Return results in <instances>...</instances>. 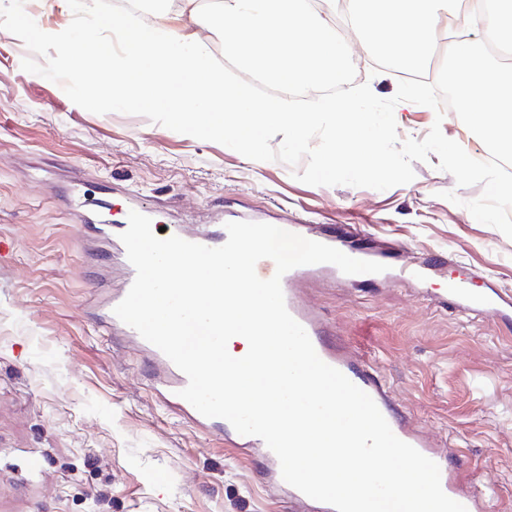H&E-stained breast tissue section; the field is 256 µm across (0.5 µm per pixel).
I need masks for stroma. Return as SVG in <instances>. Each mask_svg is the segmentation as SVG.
Here are the masks:
<instances>
[{"label": "stroma", "instance_id": "35a3bbf8", "mask_svg": "<svg viewBox=\"0 0 512 512\" xmlns=\"http://www.w3.org/2000/svg\"><path fill=\"white\" fill-rule=\"evenodd\" d=\"M42 23L69 27L75 50L93 27L58 0H28ZM25 44L0 23V505L6 512H289L264 483L257 451L225 447L149 387L150 362L98 325L86 299L108 265L90 245L104 218L76 225L79 191L120 212L129 194L169 224L235 214L356 225L382 249L434 254L445 267L425 293L404 284L303 282L302 298L337 343L384 377L412 425L451 458L460 486L512 512V322L438 306L449 278L512 296V239L466 209L482 185L457 186L430 155L412 182L385 191L311 186L260 162L138 115L94 114L60 84L25 72ZM357 82L392 97L400 76L376 55L353 57ZM400 138L433 123L472 158L485 145L452 112L396 106ZM455 192L458 203L443 199Z\"/></svg>", "mask_w": 512, "mask_h": 512}]
</instances>
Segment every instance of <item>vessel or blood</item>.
Instances as JSON below:
<instances>
[{
  "label": "vessel or blood",
  "mask_w": 512,
  "mask_h": 512,
  "mask_svg": "<svg viewBox=\"0 0 512 512\" xmlns=\"http://www.w3.org/2000/svg\"><path fill=\"white\" fill-rule=\"evenodd\" d=\"M286 229L304 238L333 246L351 257L385 264V272L379 275L380 280L383 281H422L441 263L440 258L436 257L421 261L414 267L394 266L390 256L357 239V228L351 224L340 227L333 233L316 232L300 222L287 224ZM165 234L169 237L176 235L187 241L208 247L221 246L228 238L226 229L222 227L212 234L191 233L181 226L170 224L167 225ZM314 277H327L341 281L344 280L345 275L331 264L300 266L288 271L283 276L282 289L289 313L305 328L318 356L328 365L341 371L350 381L372 397L399 439L412 445L438 464L441 472V486L447 496L463 504L467 512H490L489 498L485 494L464 489L457 483L455 473L449 466L445 455L439 449L434 448L410 424L392 400L383 378L368 366L359 363L331 340L323 320L301 303L297 285L302 280ZM126 294V289L122 288L109 296L104 305V320L116 333L126 336L160 370L161 375L153 385L156 395L162 401L176 406L181 412L188 415L201 430L206 431L214 426L222 429L228 445L261 449L264 458L263 479L271 488L287 491L290 512H335L331 505L313 501L296 488L287 486L281 476L280 464L276 455L267 449L261 438L237 433L232 425L224 419L204 417L190 403L179 397V390L188 383L186 375L158 348L147 342L136 330L115 316L113 309L124 299ZM442 298L449 309L459 313H474L495 322L512 321V304L489 288L474 289L468 283L452 280L449 281L447 288L443 289Z\"/></svg>",
  "instance_id": "b4317fda"
}]
</instances>
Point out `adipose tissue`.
I'll list each match as a JSON object with an SVG mask.
<instances>
[{"label":"adipose tissue","mask_w":512,"mask_h":512,"mask_svg":"<svg viewBox=\"0 0 512 512\" xmlns=\"http://www.w3.org/2000/svg\"><path fill=\"white\" fill-rule=\"evenodd\" d=\"M73 15H95L97 35L82 53L71 49L70 34L46 28L25 12L19 0H0L20 39L37 38L55 46L44 75L66 68L69 79L84 90L82 102L98 106L144 104L185 120L197 136H235L240 150L257 158L268 129L281 128L289 141L302 140L305 121L292 112L287 90L313 93L340 79L347 46L336 38L334 16L343 9L360 45L371 52L397 56L409 70H419L441 28L467 27L468 15L449 10L447 0H220L217 11L203 10L199 0H178L170 15L146 11L126 15L114 26L101 13L98 0H60ZM224 32V54L245 71L242 79L227 78L212 53L210 32ZM118 30L120 51H112L103 32ZM261 74L284 92L256 98L248 81ZM316 111L334 118V138L343 154H359L364 143L360 111L333 98L317 99Z\"/></svg>","instance_id":"1"}]
</instances>
